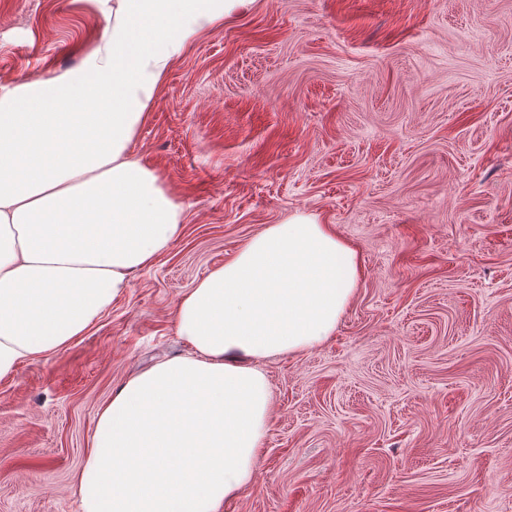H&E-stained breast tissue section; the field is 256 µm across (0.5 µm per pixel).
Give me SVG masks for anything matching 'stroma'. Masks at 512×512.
Returning <instances> with one entry per match:
<instances>
[{
    "label": "stroma",
    "instance_id": "stroma-1",
    "mask_svg": "<svg viewBox=\"0 0 512 512\" xmlns=\"http://www.w3.org/2000/svg\"><path fill=\"white\" fill-rule=\"evenodd\" d=\"M89 0H0V84L77 67ZM132 155L181 238L83 335L0 379V512H82L98 414L189 355L181 296L296 213L360 255L227 512H512V0H253L171 65Z\"/></svg>",
    "mask_w": 512,
    "mask_h": 512
}]
</instances>
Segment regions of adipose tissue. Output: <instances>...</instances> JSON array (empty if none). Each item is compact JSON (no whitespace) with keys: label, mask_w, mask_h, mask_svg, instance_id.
I'll use <instances>...</instances> for the list:
<instances>
[{"label":"adipose tissue","mask_w":512,"mask_h":512,"mask_svg":"<svg viewBox=\"0 0 512 512\" xmlns=\"http://www.w3.org/2000/svg\"><path fill=\"white\" fill-rule=\"evenodd\" d=\"M105 25L79 68L0 85V378L83 335L177 241L184 209L129 146L173 61L252 0H91ZM356 251L311 214L252 237L177 306L190 355L102 408L83 512H224L254 476L271 391L261 361L336 331Z\"/></svg>","instance_id":"ef3b65f1"}]
</instances>
